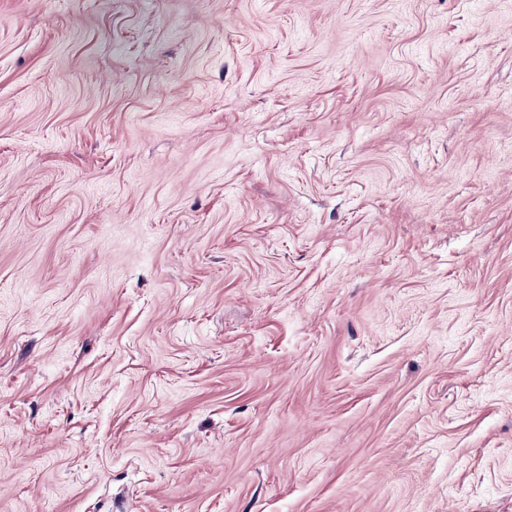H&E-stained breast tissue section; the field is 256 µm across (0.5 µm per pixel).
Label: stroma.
Returning <instances> with one entry per match:
<instances>
[{"mask_svg": "<svg viewBox=\"0 0 512 512\" xmlns=\"http://www.w3.org/2000/svg\"><path fill=\"white\" fill-rule=\"evenodd\" d=\"M0 512H512V0H0Z\"/></svg>", "mask_w": 512, "mask_h": 512, "instance_id": "1", "label": "stroma"}]
</instances>
